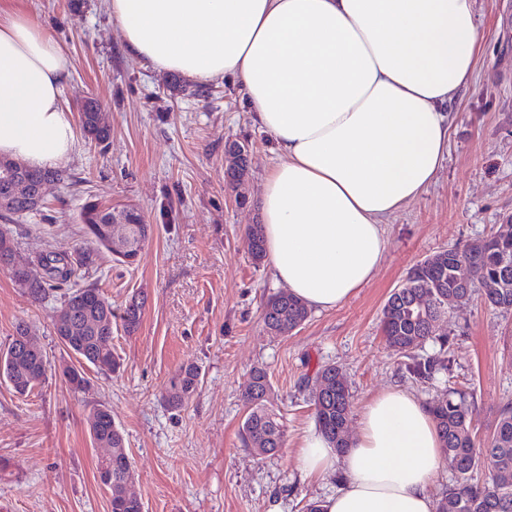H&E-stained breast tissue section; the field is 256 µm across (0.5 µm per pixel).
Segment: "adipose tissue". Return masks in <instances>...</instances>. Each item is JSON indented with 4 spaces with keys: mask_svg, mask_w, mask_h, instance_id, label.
I'll list each match as a JSON object with an SVG mask.
<instances>
[{
    "mask_svg": "<svg viewBox=\"0 0 512 512\" xmlns=\"http://www.w3.org/2000/svg\"><path fill=\"white\" fill-rule=\"evenodd\" d=\"M127 52L198 83L238 86L274 140L260 209L275 281L327 311L375 276L384 226L437 178L452 106L483 50L475 0H105ZM70 60L25 14L0 7V155L65 161ZM338 451L308 434L299 459L337 477L320 512H435L442 464L434 417L387 390Z\"/></svg>",
    "mask_w": 512,
    "mask_h": 512,
    "instance_id": "ef3b65f1",
    "label": "adipose tissue"
}]
</instances>
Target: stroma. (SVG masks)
<instances>
[{
  "instance_id": "1",
  "label": "stroma",
  "mask_w": 512,
  "mask_h": 512,
  "mask_svg": "<svg viewBox=\"0 0 512 512\" xmlns=\"http://www.w3.org/2000/svg\"><path fill=\"white\" fill-rule=\"evenodd\" d=\"M49 29L71 62L63 102L77 118L89 100L111 129L95 145L77 135L48 183L38 213L13 222L15 262L39 251L88 246L79 212L84 203L139 208L153 233L137 263L104 256L86 274L113 308L145 296L134 332L112 324L117 372L86 366V390L73 391L60 368L75 364L53 331L58 298L31 299L0 269V345L18 323L30 325L51 370L26 396L0 381V512H111V494L97 477L103 449L93 445L86 416L103 404L123 431L131 488L144 512H306L335 490L336 479L305 476L302 439L315 431L312 385L318 366L342 368L361 413L378 394L401 389L425 404L453 387L474 399L471 429L493 431L512 400V312L487 306L481 288L449 303L439 334L449 339L451 372L420 381L388 346L382 307L418 262L512 224V0H475L488 42L473 86L457 99L448 157L435 183L385 226L388 249L373 279L329 311L311 312L285 336L266 333L267 298L281 291L268 262L254 263L246 229L261 220L259 196L276 163L271 136L254 123L227 80L171 87L172 74L131 57L104 0H0ZM248 146L250 165L238 201L224 179V146ZM201 369L197 393L181 410L162 400L174 372ZM265 367L270 400L286 429L283 448L260 456L242 445V394L253 367Z\"/></svg>"
}]
</instances>
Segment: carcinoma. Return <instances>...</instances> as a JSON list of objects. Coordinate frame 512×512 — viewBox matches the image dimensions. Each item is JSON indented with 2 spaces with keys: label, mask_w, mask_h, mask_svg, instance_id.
Segmentation results:
<instances>
[{
  "label": "carcinoma",
  "mask_w": 512,
  "mask_h": 512,
  "mask_svg": "<svg viewBox=\"0 0 512 512\" xmlns=\"http://www.w3.org/2000/svg\"><path fill=\"white\" fill-rule=\"evenodd\" d=\"M89 102L79 113L84 132L99 144L106 142L110 129L103 126ZM226 168L224 175L229 184L239 187L247 170V153L244 144L232 142L225 146ZM24 175L33 184L43 181H63L64 170H39L27 168ZM40 211L34 202L24 197L14 200L8 213L17 217ZM112 208L94 201L83 205L79 219L91 246L79 247L74 254L43 251L37 265L28 273L13 276L17 285L36 303L45 302L59 287L80 277L81 273L95 266L105 252H110L101 228L107 226L106 218ZM125 223L120 225L130 240V249L115 260L133 264L151 235L142 212L134 207L121 209ZM252 258L259 263L265 257L262 225L253 224L248 231ZM479 283L484 300L493 309L512 311V231L495 233L476 240L464 249L450 248L439 251L417 264L406 276L400 287L387 299L381 319V329L386 342L402 356L412 360L409 369L420 379H430L440 372L452 370L451 349L437 356L419 359L416 348L436 336L435 323L448 308V296L458 300L468 299L470 293L462 283ZM144 302L130 301L119 315L125 329L133 331L140 323ZM59 310L72 321L75 338L61 341L67 352L102 371L114 372L119 363L112 354V332H103L101 324L112 322L114 313L110 302L95 286L74 285L65 289ZM310 315L307 306L288 292L271 296L262 311V321L267 333L286 336L302 325ZM15 340H10L0 350V379L16 393L27 395L43 382V366L47 364L44 351L34 353L13 352ZM62 375L69 386L80 391L88 384L84 371L73 366H63ZM201 371L196 365L180 367L169 381L163 400L178 410L195 395ZM316 378H331L333 393L324 397L314 396L316 425L336 448L349 447L347 427L352 413V393L343 372L333 366H320ZM271 387L267 371L256 367L251 371L244 394L247 407L241 425L242 442L259 455H269L284 446L285 429L280 415L269 401ZM435 418L448 467L454 472L452 484L437 498L436 512H512V482L500 477V472H512V402L505 404L493 434L484 441L473 435L469 425V404L461 394L450 391L437 399L431 408ZM93 442L103 441L111 448V455L98 462L100 482L112 490L111 512H143L142 500L126 492L133 476L129 452L123 433L112 423L111 410L100 405L87 416Z\"/></svg>",
  "instance_id": "obj_1"
}]
</instances>
